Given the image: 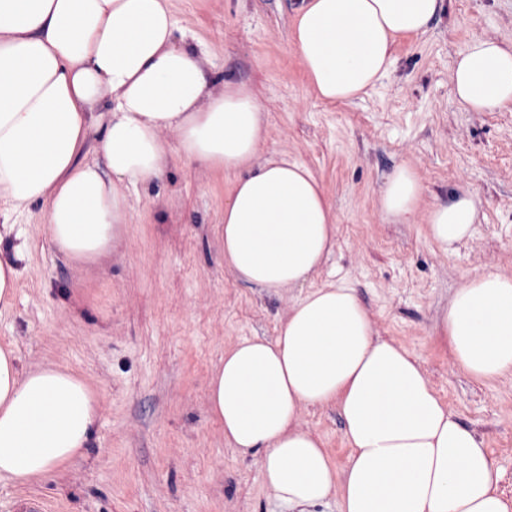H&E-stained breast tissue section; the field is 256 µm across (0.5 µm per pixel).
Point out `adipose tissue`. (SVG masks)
Returning a JSON list of instances; mask_svg holds the SVG:
<instances>
[{
	"mask_svg": "<svg viewBox=\"0 0 512 512\" xmlns=\"http://www.w3.org/2000/svg\"><path fill=\"white\" fill-rule=\"evenodd\" d=\"M443 0H301L293 45L312 93L359 97L386 76L398 39L425 34ZM170 0H0V311L10 310L28 249L12 216L44 201L65 260L113 251L131 187L159 179L173 156L230 178L224 267L267 293L306 286L332 254L335 218L307 167L258 159L265 116L244 80L224 81L175 37ZM452 95L466 112L512 103V43L472 40L454 60ZM178 133L176 147L160 137ZM415 168L401 163L379 193L387 217H422L449 251L483 208L464 191L420 212ZM438 340L470 376L512 375V274L456 288ZM209 411L240 455L264 450L265 483L292 512L338 496V512H512L499 468L435 394L419 359L376 337L353 288L308 289L275 338L225 349ZM335 406L351 450L345 467L300 428L301 404ZM96 395L74 371L21 368L0 346V480L26 485L84 454Z\"/></svg>",
	"mask_w": 512,
	"mask_h": 512,
	"instance_id": "adipose-tissue-1",
	"label": "adipose tissue"
}]
</instances>
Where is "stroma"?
Wrapping results in <instances>:
<instances>
[{"instance_id": "35a3bbf8", "label": "stroma", "mask_w": 512, "mask_h": 512, "mask_svg": "<svg viewBox=\"0 0 512 512\" xmlns=\"http://www.w3.org/2000/svg\"><path fill=\"white\" fill-rule=\"evenodd\" d=\"M297 0H171L179 32L221 79H246L267 120L260 156L306 166L338 224L311 285L354 288L379 337L422 362L437 396L482 439L512 497V375L476 380L439 347L433 328L464 277L512 274V105L462 111L454 59L473 38L512 41V0H443L431 29L401 40L391 72L359 98L317 99L292 43ZM411 163L428 210L464 190L483 200L472 237L442 252L422 224L387 218L378 193ZM228 182L174 161L128 192L131 222L112 254L65 261L42 230L41 203L14 217L29 239L0 344L22 367L77 372L100 402L94 442L45 480L0 481V506L43 499L49 512H290L263 478V452L239 455L208 411L224 350L277 336L302 294L248 288L224 269ZM298 422L337 466L350 449L335 408L305 405Z\"/></svg>"}]
</instances>
